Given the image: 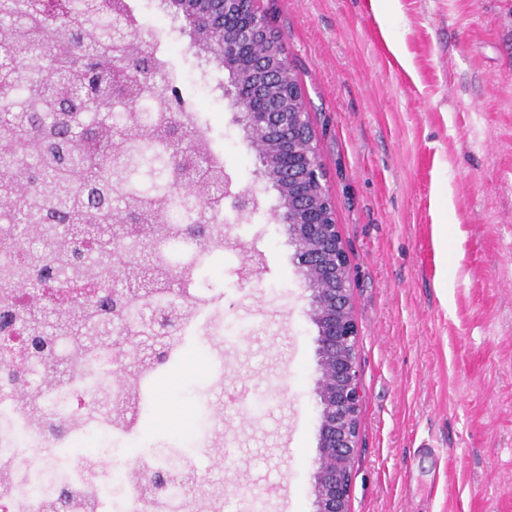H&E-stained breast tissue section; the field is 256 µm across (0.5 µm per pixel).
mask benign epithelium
I'll list each match as a JSON object with an SVG mask.
<instances>
[{
	"label": "benign epithelium",
	"mask_w": 512,
	"mask_h": 512,
	"mask_svg": "<svg viewBox=\"0 0 512 512\" xmlns=\"http://www.w3.org/2000/svg\"><path fill=\"white\" fill-rule=\"evenodd\" d=\"M250 0H223V13L217 23L226 25L233 15L252 11ZM274 39L271 28L254 23L236 28L225 54L244 51L262 69L265 81L275 84L280 72L267 64L261 47ZM249 101L246 113L259 128L274 127L279 140L267 163L288 173V189L295 206L305 213L306 223L299 225L300 236L309 240L296 251L300 268L324 287L318 290L310 308L321 325L317 341L319 375L315 384L318 400L325 405L321 448L313 474L316 512H348L352 491L353 461L359 435V416L363 392L357 370L358 328L350 306V261L336 226L335 204L326 188V173L313 147L309 113L284 112L270 98L251 87L242 90ZM308 146L303 160L297 155L301 145ZM224 198L234 210L247 209L252 198L233 188L227 180Z\"/></svg>",
	"instance_id": "benign-epithelium-1"
}]
</instances>
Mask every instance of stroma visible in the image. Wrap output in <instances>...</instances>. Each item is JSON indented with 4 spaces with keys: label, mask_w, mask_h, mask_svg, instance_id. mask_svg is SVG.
Masks as SVG:
<instances>
[{
    "label": "stroma",
    "mask_w": 512,
    "mask_h": 512,
    "mask_svg": "<svg viewBox=\"0 0 512 512\" xmlns=\"http://www.w3.org/2000/svg\"><path fill=\"white\" fill-rule=\"evenodd\" d=\"M256 6L298 75L350 259L364 391L350 512H512V0H385L380 16L371 0ZM195 108L223 131L236 184L258 186L222 89ZM259 198L224 230L262 253V280L232 276L246 251L214 257L224 338L195 337L141 426L168 446L185 416L223 449L220 465L193 457L203 504L314 512L317 329L268 216L277 194Z\"/></svg>",
    "instance_id": "stroma-1"
}]
</instances>
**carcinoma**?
<instances>
[{
  "label": "carcinoma",
  "instance_id": "carcinoma-1",
  "mask_svg": "<svg viewBox=\"0 0 512 512\" xmlns=\"http://www.w3.org/2000/svg\"><path fill=\"white\" fill-rule=\"evenodd\" d=\"M186 50L224 62V31L162 0ZM124 0H0V372L22 391L33 422L51 437L69 419L40 409L28 365L58 402L104 345L119 340L125 395L112 418L139 421L142 384L174 361L176 337L212 288L208 256L234 250L224 234L225 167L215 163L193 111ZM196 245L191 262L169 252ZM167 315L160 326L153 314ZM70 340L58 360L55 339ZM186 491L199 476L169 470ZM69 471H35L42 512H68Z\"/></svg>",
  "mask_w": 512,
  "mask_h": 512
}]
</instances>
